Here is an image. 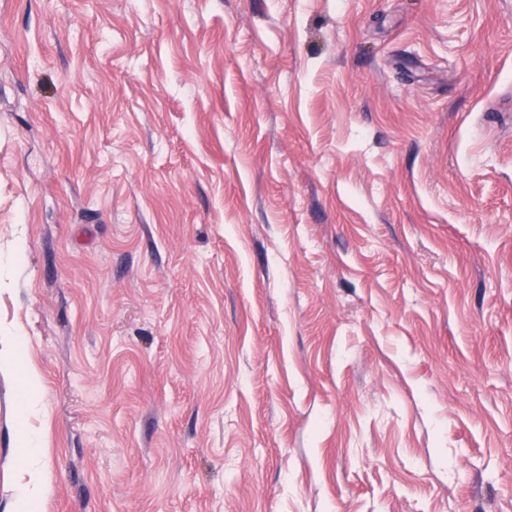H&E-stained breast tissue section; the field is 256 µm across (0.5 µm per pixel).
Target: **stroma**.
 I'll return each mask as SVG.
<instances>
[{
    "instance_id": "35a3bbf8",
    "label": "stroma",
    "mask_w": 512,
    "mask_h": 512,
    "mask_svg": "<svg viewBox=\"0 0 512 512\" xmlns=\"http://www.w3.org/2000/svg\"><path fill=\"white\" fill-rule=\"evenodd\" d=\"M0 512H512V0H0ZM20 338L18 336H0V369L3 372L20 369ZM18 441L19 447L24 448L23 467L28 480L19 486L16 511L33 512L35 510H22L21 507H36L37 503L45 498L49 491V478L38 451V439L31 433L21 430Z\"/></svg>"
}]
</instances>
